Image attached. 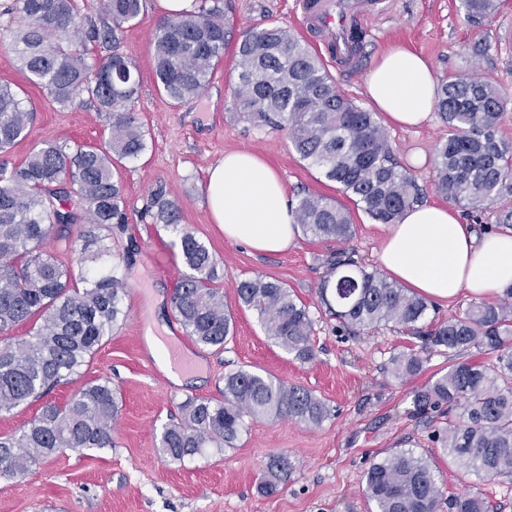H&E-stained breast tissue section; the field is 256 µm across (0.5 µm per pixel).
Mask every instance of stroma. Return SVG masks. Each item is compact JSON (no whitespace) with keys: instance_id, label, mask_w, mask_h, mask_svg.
Returning a JSON list of instances; mask_svg holds the SVG:
<instances>
[{"instance_id":"35a3bbf8","label":"stroma","mask_w":512,"mask_h":512,"mask_svg":"<svg viewBox=\"0 0 512 512\" xmlns=\"http://www.w3.org/2000/svg\"><path fill=\"white\" fill-rule=\"evenodd\" d=\"M298 0H231L226 19L233 33L276 24L300 34ZM162 20L158 0H146L145 11L126 28L121 49L132 57L141 79L134 110L148 141L145 155L121 170L128 222L121 231L100 227L110 236L108 260L126 285V316L109 340L78 376L51 391L49 401L65 403L86 383L109 378L122 408L115 425L114 447L65 449L33 466L22 478H0V512H369L362 475L370 459L395 448H414L438 467L444 498L461 492L482 494L491 512H512V485L497 479H462L438 441L446 426L438 412L416 413L413 396L451 363L447 350L424 356L421 373L401 381L391 375V361L419 349L421 342L405 332L382 329L358 336L337 332L336 321L322 309L318 288L327 261L344 252L368 267L378 265L385 235L363 211L353 210L354 234L344 242L299 236L296 247L261 255L226 241L213 224L206 202V173L224 154L250 149L281 176L290 199L312 192L345 202L338 184L302 161L286 132L254 126L231 108L234 61L225 56L203 93L176 104L159 90L152 60L153 32ZM10 25L0 16V84L8 83L35 112L27 138L0 151V166L21 164L39 142L77 141L103 146L109 120L90 103L61 105L30 84L15 55L4 47ZM374 38L365 68L333 72L339 89L361 108H368L365 82L383 52L401 45L421 54L437 78L475 74L493 84L508 102L499 126L500 139L512 143V0H501L481 28L467 24L459 0H386L371 21ZM483 43L475 53V43ZM398 162L413 152L427 157L412 173L428 204H445L447 196L433 184L436 147L448 138V125L432 113L419 127L393 124L376 113ZM164 186L166 196L182 210L184 224L211 248L218 261V285L235 318L234 334L223 350L193 344L177 321L172 294L186 273L179 235L145 215L150 194ZM260 276L284 283L306 304L314 320L315 357L303 363L264 333L256 315L241 307L236 285ZM165 336L186 345L196 369L174 383L151 345ZM238 369L260 372L301 385L323 399L330 416L318 427L285 418L249 422L236 447L203 453L170 463L159 450L165 426L193 397L217 402L224 398V375ZM288 457L292 469L283 489L271 496L259 490L269 455Z\"/></svg>"}]
</instances>
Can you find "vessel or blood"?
<instances>
[{"label": "vessel or blood", "instance_id": "obj_1", "mask_svg": "<svg viewBox=\"0 0 512 512\" xmlns=\"http://www.w3.org/2000/svg\"><path fill=\"white\" fill-rule=\"evenodd\" d=\"M300 25L337 70L361 67L371 41L376 0H299Z\"/></svg>", "mask_w": 512, "mask_h": 512}]
</instances>
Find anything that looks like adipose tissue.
Instances as JSON below:
<instances>
[{
  "instance_id": "adipose-tissue-1",
  "label": "adipose tissue",
  "mask_w": 512,
  "mask_h": 512,
  "mask_svg": "<svg viewBox=\"0 0 512 512\" xmlns=\"http://www.w3.org/2000/svg\"><path fill=\"white\" fill-rule=\"evenodd\" d=\"M366 85L375 106L401 125L425 123L437 100L431 64L401 46L383 55ZM206 193L226 240L257 252L295 245L299 226L287 189L256 153H225L208 170ZM378 261L390 279L423 297L482 298L512 286V231L481 236L453 208L419 204L389 225Z\"/></svg>"
}]
</instances>
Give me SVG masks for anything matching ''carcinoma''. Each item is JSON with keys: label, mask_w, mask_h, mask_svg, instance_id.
<instances>
[{"label": "carcinoma", "mask_w": 512, "mask_h": 512, "mask_svg": "<svg viewBox=\"0 0 512 512\" xmlns=\"http://www.w3.org/2000/svg\"><path fill=\"white\" fill-rule=\"evenodd\" d=\"M464 15L480 27L497 11V0H460ZM79 0H12L5 12L17 19L8 41L26 79L54 102L87 99L110 120L102 147L47 140L24 163L0 167V334L34 323L27 338L0 339V414L37 401L79 374L113 327L125 317L124 284L112 268L80 277L72 266L44 251L52 230L62 232L85 213L88 227L71 241L83 264L112 256L102 225L124 228V186L116 165L139 159L148 142L133 112L140 75L120 52V35L137 24L145 0H97L98 21H88ZM224 0H200L197 10L159 23L153 34L158 86L174 102L200 95L231 43ZM104 52L89 61L87 44ZM236 78L233 109L256 125L287 130L301 159L341 186L354 205L379 224H395L410 206L423 202V189L401 167L384 129L369 112L342 94L319 58L288 30L270 24L245 30L234 42ZM507 100L491 83L474 76L442 80L438 107L448 123V140L437 153L435 188L457 204L482 212L512 197V146L497 137ZM32 111L9 84H0V150L28 135ZM153 223L179 233L188 268L172 304L188 335L205 347L224 348L234 317L217 287L216 259L180 224L179 207L159 185L151 195ZM306 236L347 241L350 211L316 193L294 208ZM336 327L353 335L381 327L422 339L421 350L445 348L460 356L474 348L496 353L492 366L461 361L415 395V405L448 407V427L439 439L465 475L512 483V287L497 304L472 305L462 315L424 327L428 301L338 255L318 288ZM237 295L266 335L293 358L309 362L315 352L309 307L277 280L240 281ZM424 359L410 351L392 359V374H418ZM117 391L108 379L87 383L67 402H47L28 424L0 436V477L26 475L33 465L64 448L114 447L119 413ZM182 418L164 428L162 454L172 462L204 448H233L247 420L287 417L319 427L330 414L312 391L271 376L239 369L224 374V400L190 398ZM290 462L272 455L260 491L278 492ZM365 492L375 512H442L443 483L431 460L412 448L375 457L364 473ZM450 512H489L479 494L448 500Z\"/></svg>", "instance_id": "carcinoma-1"}]
</instances>
